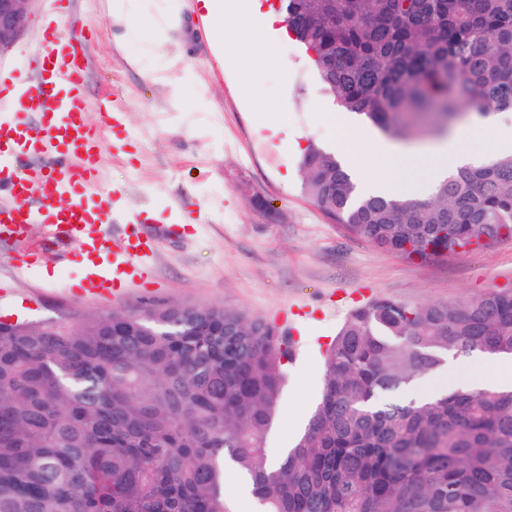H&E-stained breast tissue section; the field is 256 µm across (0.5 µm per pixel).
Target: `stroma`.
<instances>
[{
    "instance_id": "stroma-1",
    "label": "stroma",
    "mask_w": 512,
    "mask_h": 512,
    "mask_svg": "<svg viewBox=\"0 0 512 512\" xmlns=\"http://www.w3.org/2000/svg\"><path fill=\"white\" fill-rule=\"evenodd\" d=\"M170 10L161 46L128 60L130 21L112 15L110 0H74L81 24L93 30L89 49L90 123L96 102L120 100L122 134L101 164L102 186L116 192L145 235L159 225H183L181 235L164 239L144 270L142 287L109 301L78 297L82 275L77 262L55 263L45 255L39 268L17 275L22 249L0 245V318L13 315L16 300L31 324L76 326L144 300L201 306L218 303L274 323L300 339L299 357L288 365L282 409L267 446L269 458L303 432L323 386L322 352L351 311L386 297L421 303L459 300L512 289V239L486 251L466 252L429 263L382 251L346 235L301 190V148L358 134L334 122L340 109L326 92L302 46L275 37L279 65L266 63L262 50L242 55L238 69L225 51L254 33L236 19L224 21L223 41L209 34L202 0H138L146 20ZM50 0H34L25 28L0 53V73L8 74L22 53L34 50ZM192 69L207 97L205 112L186 111L175 82ZM287 116L300 149L286 150L267 126Z\"/></svg>"
}]
</instances>
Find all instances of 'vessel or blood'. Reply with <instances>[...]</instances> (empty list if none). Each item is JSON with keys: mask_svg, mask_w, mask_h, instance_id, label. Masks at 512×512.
<instances>
[{"mask_svg": "<svg viewBox=\"0 0 512 512\" xmlns=\"http://www.w3.org/2000/svg\"><path fill=\"white\" fill-rule=\"evenodd\" d=\"M91 41V32L63 35L47 24L38 49L23 54L0 79V107L9 111L0 117V240L23 242L31 225H43L61 259L78 258L82 295L101 299L138 285L143 260L160 240L126 224L122 244L113 241L115 195L100 187L102 130L120 124L123 109L107 98L98 105L99 124L86 118ZM35 117L41 122L37 130L31 127Z\"/></svg>", "mask_w": 512, "mask_h": 512, "instance_id": "obj_1", "label": "vessel or blood"}]
</instances>
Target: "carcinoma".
Wrapping results in <instances>:
<instances>
[{"mask_svg": "<svg viewBox=\"0 0 512 512\" xmlns=\"http://www.w3.org/2000/svg\"><path fill=\"white\" fill-rule=\"evenodd\" d=\"M343 112L410 142L512 112V0H282ZM302 188L351 237L423 262L512 239V152L425 201L360 198L315 144ZM290 337L220 304L147 301L76 327L0 323V512H512V389L395 396L448 358L512 357V290L380 297L326 348L323 390L266 467Z\"/></svg>", "mask_w": 512, "mask_h": 512, "instance_id": "cac0c4a2", "label": "carcinoma"}]
</instances>
